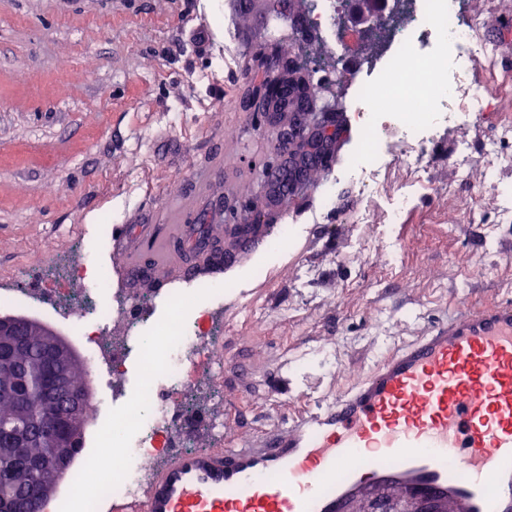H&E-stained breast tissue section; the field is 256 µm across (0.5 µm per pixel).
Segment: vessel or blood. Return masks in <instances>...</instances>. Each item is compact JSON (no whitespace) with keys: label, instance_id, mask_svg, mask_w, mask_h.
Masks as SVG:
<instances>
[{"label":"vessel or blood","instance_id":"obj_1","mask_svg":"<svg viewBox=\"0 0 512 512\" xmlns=\"http://www.w3.org/2000/svg\"><path fill=\"white\" fill-rule=\"evenodd\" d=\"M181 227L126 252L125 282L182 262ZM125 512H512V297L461 302L425 336L377 357L347 393L224 448L150 469Z\"/></svg>","mask_w":512,"mask_h":512}]
</instances>
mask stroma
<instances>
[{"label":"stroma","instance_id":"obj_1","mask_svg":"<svg viewBox=\"0 0 512 512\" xmlns=\"http://www.w3.org/2000/svg\"><path fill=\"white\" fill-rule=\"evenodd\" d=\"M482 41L501 42L508 77L492 112L428 132L427 190L405 223L393 200L404 165L350 174L363 129L311 184L279 205L260 187L278 156L248 90L277 67V35L238 0H0V294L97 256L121 287V238L160 228L184 203L185 234L220 241V202L254 203L265 235L235 268L201 269L227 286L224 440L284 425L447 317L460 297L512 295V0H471ZM137 168H129V157ZM222 176L198 188V170ZM334 210L322 215L324 186ZM368 215L369 223L353 218ZM108 223L107 235L95 232ZM296 229L272 250L280 225Z\"/></svg>","mask_w":512,"mask_h":512}]
</instances>
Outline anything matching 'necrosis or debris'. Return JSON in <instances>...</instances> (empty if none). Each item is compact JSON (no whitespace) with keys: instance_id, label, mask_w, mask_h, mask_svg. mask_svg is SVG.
<instances>
[{"instance_id":"4bbe7bcc","label":"necrosis or debris","mask_w":512,"mask_h":512,"mask_svg":"<svg viewBox=\"0 0 512 512\" xmlns=\"http://www.w3.org/2000/svg\"><path fill=\"white\" fill-rule=\"evenodd\" d=\"M344 22L343 0H308L290 35L297 63L335 76L337 88L356 92L365 145L352 160L353 169L370 159L396 165L384 141L392 122L405 120L410 129L434 127V112L462 95L468 98V116L491 108L488 84L478 81L464 92L444 76V52L468 67L491 65L499 53L498 44L479 41L482 18L470 0H390L364 38H349ZM72 278L84 282L90 306L79 316L66 306L57 316L79 336L97 389L86 413L108 419L110 427L109 442L93 449L106 462L97 497L102 503L125 500L135 494L147 470L171 451L187 449L194 427H203L215 440L224 438L222 411L204 402L185 408L201 386L219 388L223 364L214 350L223 345L224 335L212 319L196 325L181 317L197 296L223 303L224 285L207 280L189 290L164 288L137 297L126 288L112 289L108 270L87 257L72 269ZM116 323L124 324V342L133 344L144 376L135 389L120 385L124 343L109 341Z\"/></svg>"}]
</instances>
